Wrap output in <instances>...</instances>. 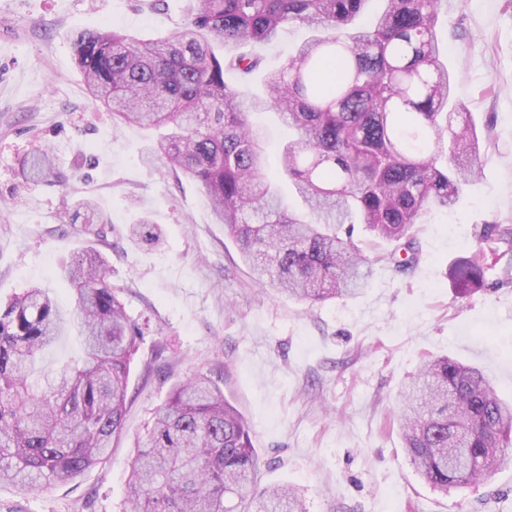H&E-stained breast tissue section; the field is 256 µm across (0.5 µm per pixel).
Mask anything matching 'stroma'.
<instances>
[{
    "instance_id": "1",
    "label": "stroma",
    "mask_w": 512,
    "mask_h": 512,
    "mask_svg": "<svg viewBox=\"0 0 512 512\" xmlns=\"http://www.w3.org/2000/svg\"><path fill=\"white\" fill-rule=\"evenodd\" d=\"M180 19L179 0L159 13L133 0H0V300L46 289L64 322L36 366L79 356L72 291L58 271L86 244L68 216L90 199L104 221L94 245L143 329L107 459L43 490L0 483V512H128L137 442L171 388L198 372L250 424L259 486L297 488L308 512H512V460L442 493L414 472L391 426L402 386L431 356L478 367L512 401V284L497 281L512 259L497 256L488 288L467 298L448 277L483 225H512V0H450L442 29L482 138L479 179L455 207L414 225L413 270L378 263L359 297L314 305L256 286L197 186L143 164L157 131L115 128L85 89L75 33L154 34ZM37 145L54 168L32 183L25 161ZM144 215L161 232L156 244L130 234Z\"/></svg>"
}]
</instances>
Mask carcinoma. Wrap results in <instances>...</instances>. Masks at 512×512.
I'll list each match as a JSON object with an SVG mask.
<instances>
[{
  "label": "carcinoma",
  "instance_id": "cac0c4a2",
  "mask_svg": "<svg viewBox=\"0 0 512 512\" xmlns=\"http://www.w3.org/2000/svg\"><path fill=\"white\" fill-rule=\"evenodd\" d=\"M182 2L180 23L149 38L109 27L74 36L86 90L114 126L161 131L149 158L196 183L264 288L311 303L362 294L374 260L353 238L357 224L399 243L385 256L398 271L413 268L411 227L480 177L481 138L442 61L448 0H382L372 13L370 0ZM290 24L308 36L266 75L262 94L243 97L225 74L250 83L259 48ZM271 109L295 131L274 172L252 120ZM27 165L42 178L52 157L39 149ZM281 179L297 203L279 195ZM97 212L82 201L70 223L96 236ZM132 234L159 240L147 216ZM502 250L512 252V227L485 225L449 272L460 296L485 288L488 254ZM65 275L83 337L73 365L35 371L62 321L49 292L33 287L0 305V481L22 489L78 477L124 428L142 329L98 249L76 252ZM396 417L408 461L441 492L484 482L512 459V403L447 355L421 365ZM259 465L244 416L194 375L173 387L139 445L131 512H306L292 487L257 488Z\"/></svg>",
  "mask_w": 512,
  "mask_h": 512
}]
</instances>
